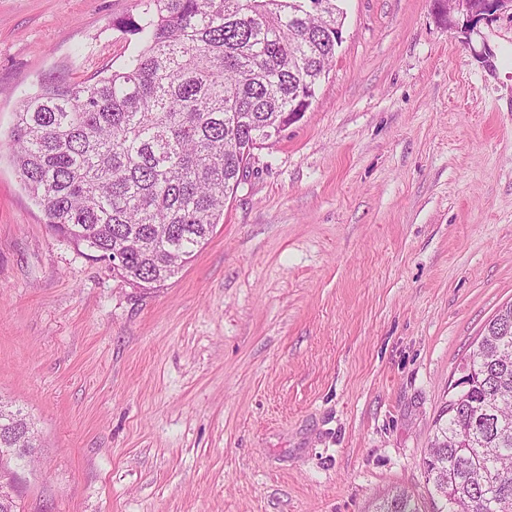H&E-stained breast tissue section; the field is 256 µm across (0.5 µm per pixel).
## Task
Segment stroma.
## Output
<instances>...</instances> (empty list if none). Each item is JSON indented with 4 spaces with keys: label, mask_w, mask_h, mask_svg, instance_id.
Wrapping results in <instances>:
<instances>
[{
    "label": "stroma",
    "mask_w": 512,
    "mask_h": 512,
    "mask_svg": "<svg viewBox=\"0 0 512 512\" xmlns=\"http://www.w3.org/2000/svg\"><path fill=\"white\" fill-rule=\"evenodd\" d=\"M310 109L148 291L53 235L25 94L125 66L141 0H0V398L42 441L24 512H373L429 499L448 386L512 303V15L344 0ZM375 512H421L412 495L405 490L396 491L391 496L382 498L375 505Z\"/></svg>",
    "instance_id": "35a3bbf8"
}]
</instances>
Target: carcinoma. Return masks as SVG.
Returning <instances> with one entry per match:
<instances>
[{"mask_svg": "<svg viewBox=\"0 0 512 512\" xmlns=\"http://www.w3.org/2000/svg\"><path fill=\"white\" fill-rule=\"evenodd\" d=\"M141 48L93 83L47 80L15 112L20 181L58 236L137 288L179 273L224 218L256 134L291 123L336 54L342 0H142ZM121 264L112 265L114 250ZM428 456L430 512H512V304L468 356ZM0 400V448H38ZM375 512H420L397 491Z\"/></svg>", "mask_w": 512, "mask_h": 512, "instance_id": "cac0c4a2", "label": "carcinoma"}]
</instances>
